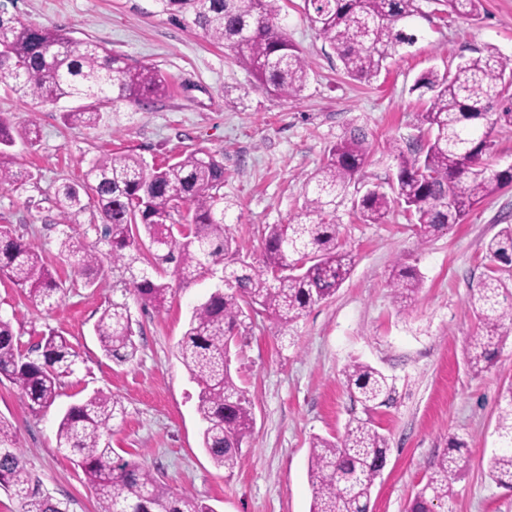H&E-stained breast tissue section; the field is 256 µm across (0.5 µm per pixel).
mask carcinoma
Here are the masks:
<instances>
[{
	"instance_id": "cac0c4a2",
	"label": "carcinoma",
	"mask_w": 512,
	"mask_h": 512,
	"mask_svg": "<svg viewBox=\"0 0 512 512\" xmlns=\"http://www.w3.org/2000/svg\"><path fill=\"white\" fill-rule=\"evenodd\" d=\"M172 19L201 30L235 52L263 86L290 97L304 89L309 65L279 21L282 0H155ZM481 0H448L459 16L478 13ZM309 22L336 51L346 74L358 81L378 77L388 58L418 35L409 23L420 14L417 0H303ZM0 82L42 103L79 101L68 113L78 125L95 128L122 102L141 104L167 94V80L150 65H131L99 44L80 42L62 30L32 27L0 10ZM512 56L495 48L477 51L455 70H428L414 89L430 94L419 113L417 144L402 149L397 182L386 192L367 189L354 202L359 218L380 224L395 202L414 218L418 235L431 239L460 223L478 204L512 185V166L491 167L494 125L512 123ZM370 153L365 135L353 133L331 148L327 161L305 184L300 214L288 224L264 228L265 257L254 266L232 249L224 220V163L195 150L174 164L149 166L130 155L105 154L94 160L82 182L65 183L57 208L77 218L94 200L106 224L112 269L130 274V290L156 311L165 308L172 273L184 283L204 270L221 267L224 288L193 308L178 344V357L197 384V410L206 426L202 448L213 463L235 468L254 426L253 407L230 368L231 346L245 332L248 313L264 314L281 328L308 308L332 297L349 277L353 255L344 249L335 223L336 199L360 173ZM23 174L0 162V188L15 187ZM395 196H390V193ZM188 213L181 214L183 203ZM60 255L90 283L103 275L99 251L74 225L60 231ZM149 254H141L142 246ZM490 260L512 263V224L487 245ZM142 266H136V263ZM0 275L28 290L33 302L58 300L60 284L41 252L0 230ZM394 303L407 309L422 287L413 270L396 265L389 281ZM480 323L469 338L466 357L482 371L503 337L512 332V290L489 268L468 300ZM95 333L103 352L119 363L138 351L126 300H112ZM78 354L67 340L51 334L24 351L11 321L0 317V376L19 391L28 408L41 413L59 396L64 378L74 374ZM346 387L369 408L389 400L388 378L371 365L353 360L344 368ZM123 413L120 399L97 391L70 405L56 432L58 452L72 458L94 488L98 512H215L205 501L176 492L133 461H116L109 440L112 421ZM501 447L488 461V476L512 488V386L499 423ZM466 443L448 440L408 512H434L448 498L450 480L464 475ZM388 442L367 419H354L342 438L316 437L310 443V512H368L372 488L387 461ZM0 488L21 504V512H70L69 503L52 495L27 468L11 424L0 418Z\"/></svg>"
}]
</instances>
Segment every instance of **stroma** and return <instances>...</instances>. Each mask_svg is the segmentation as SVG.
Listing matches in <instances>:
<instances>
[{"label": "stroma", "mask_w": 512, "mask_h": 512, "mask_svg": "<svg viewBox=\"0 0 512 512\" xmlns=\"http://www.w3.org/2000/svg\"><path fill=\"white\" fill-rule=\"evenodd\" d=\"M0 3L24 22L92 39L129 63L155 66L170 80L165 98L122 104L115 118L95 128L68 120L73 100L38 104L0 83V115L38 131L35 144L17 141L5 158L33 179L22 190H0V227L33 244L62 283L57 304L46 308L0 278V316L11 320L22 347L54 331L80 354L55 404L39 414L13 384L0 380V417L12 424L28 468L44 487L69 501L71 512H97L82 471L57 452L56 430L70 404L99 390L125 407L110 432L115 457L145 463L167 485L205 500L215 512H310L311 440L341 437L350 420L365 416L389 446L372 512H407L452 437L466 442L469 468L450 482L451 501L436 512H512V489L485 472L499 446L501 396L512 385V335L482 372L472 371L465 357L469 337L479 330L467 300L492 265L488 241L512 224V187L430 240L418 236L401 205H392L380 224L362 223L353 209L368 187L395 183L398 167L388 145L418 133L426 100L412 86L421 73L455 68L488 47L512 55V0H482L479 16L471 19L450 13L446 0H418V41L368 82L346 75L306 19L303 0H283L281 23L309 63L307 84L292 99L260 86L234 52L160 13L155 0ZM357 129L371 152L336 208L353 269L334 296L288 327L253 316L232 351L231 371L253 404L255 424L236 467L224 470L201 446L205 424L197 386L176 348L193 308L220 287L219 274L172 280V296L160 313L128 297L139 350L132 361H113L94 334L112 300V282L88 286L60 256L57 239L66 218L55 204L57 190L80 180L106 154L153 165L207 150L224 162L223 193L231 203L226 220L239 253L258 264L262 227L288 223L301 210L307 178L337 141ZM399 263L422 279L406 310L394 304L388 286ZM356 358L382 371L391 385L386 404L369 413L345 385L343 370Z\"/></svg>", "instance_id": "1"}]
</instances>
